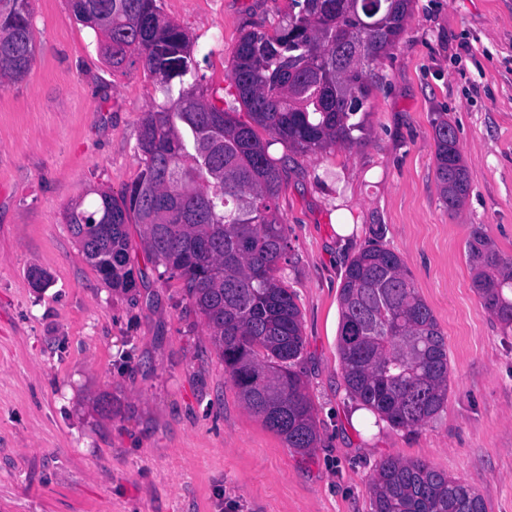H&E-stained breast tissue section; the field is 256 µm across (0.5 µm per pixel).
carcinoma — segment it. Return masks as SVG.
I'll use <instances>...</instances> for the list:
<instances>
[{
	"mask_svg": "<svg viewBox=\"0 0 512 512\" xmlns=\"http://www.w3.org/2000/svg\"><path fill=\"white\" fill-rule=\"evenodd\" d=\"M285 24L252 30L237 45L230 81L251 122L211 104L196 84L190 38L160 0H68L77 20L102 18L112 70L142 67L166 95L145 113L137 149L145 168L119 195L66 214L69 229L110 285L136 287L131 224L164 273L184 283L203 316L224 372L243 404L288 447H316L314 405L298 366L304 354L297 296L281 276L288 225L279 216L280 172L254 127L300 154L366 139L370 64L403 31L410 0H291ZM34 63L30 0H0V87ZM439 196L459 210L469 179L455 130L433 119ZM485 308L512 325V257L482 228L466 243ZM339 352L350 396L395 427L435 417L448 393V347L402 258L370 244L345 265ZM372 512H488L477 490L421 460L387 457L376 466Z\"/></svg>",
	"mask_w": 512,
	"mask_h": 512,
	"instance_id": "cac0c4a2",
	"label": "carcinoma"
}]
</instances>
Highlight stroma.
I'll list each match as a JSON object with an SVG mask.
<instances>
[{"label": "stroma", "mask_w": 512, "mask_h": 512, "mask_svg": "<svg viewBox=\"0 0 512 512\" xmlns=\"http://www.w3.org/2000/svg\"><path fill=\"white\" fill-rule=\"evenodd\" d=\"M31 7L35 62L0 88V512H372L387 457L424 461L475 487L489 512H512V328L484 308L466 255L477 225L512 255V0H411L375 67L362 145L302 155L259 133L282 171L281 274L301 311L320 436L306 456L241 402L138 225L130 290L105 283L71 235L70 203L139 178L142 119L164 96L143 70L112 72L67 0ZM161 7L194 40L207 99L246 120L234 52L246 31L282 25L288 0ZM438 112L469 174L454 213L436 181ZM374 241L402 257L448 344L447 398L415 428L360 416L343 380L344 267Z\"/></svg>", "instance_id": "obj_1"}]
</instances>
